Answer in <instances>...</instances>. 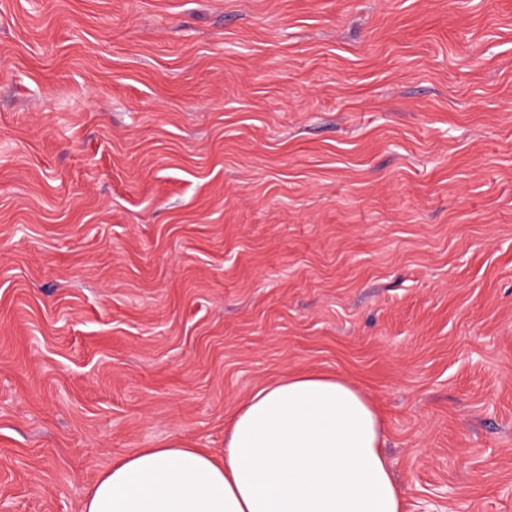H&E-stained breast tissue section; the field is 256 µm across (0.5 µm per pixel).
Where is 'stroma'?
<instances>
[{
	"mask_svg": "<svg viewBox=\"0 0 512 512\" xmlns=\"http://www.w3.org/2000/svg\"><path fill=\"white\" fill-rule=\"evenodd\" d=\"M289 372L512 512V0H0V500Z\"/></svg>",
	"mask_w": 512,
	"mask_h": 512,
	"instance_id": "stroma-1",
	"label": "stroma"
}]
</instances>
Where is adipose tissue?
Wrapping results in <instances>:
<instances>
[{"instance_id":"obj_1","label":"adipose tissue","mask_w":512,"mask_h":512,"mask_svg":"<svg viewBox=\"0 0 512 512\" xmlns=\"http://www.w3.org/2000/svg\"><path fill=\"white\" fill-rule=\"evenodd\" d=\"M374 400L350 381L289 373L239 407L221 457L181 440L114 462L82 512H406Z\"/></svg>"}]
</instances>
